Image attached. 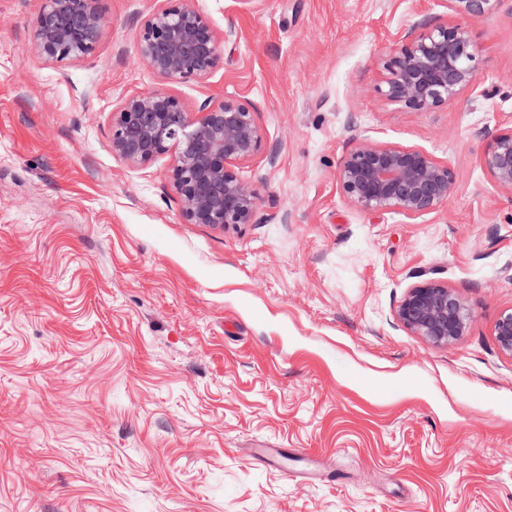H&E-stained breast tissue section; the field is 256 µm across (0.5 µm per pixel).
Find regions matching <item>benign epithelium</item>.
Returning a JSON list of instances; mask_svg holds the SVG:
<instances>
[{
  "mask_svg": "<svg viewBox=\"0 0 512 512\" xmlns=\"http://www.w3.org/2000/svg\"><path fill=\"white\" fill-rule=\"evenodd\" d=\"M98 0H43L33 27L31 53L48 63L84 58L96 48L105 16ZM450 21L396 41L378 91L388 102L416 110L436 108L473 88L480 75L467 23L490 18L502 0H443ZM238 30H216L191 0H161L142 24L137 56L168 82L201 81L224 67V51ZM257 108L243 98L207 100L194 111L163 90L129 95L113 109L112 155L142 168L173 155L171 178L189 224H252L258 191L237 166L262 147ZM485 172L512 194V127L497 134L480 156ZM342 198L362 211L398 210L409 217L436 212L455 193L452 168L428 152L358 142L340 160ZM473 314L454 288L430 280L408 289L396 310L407 330L436 345L466 335ZM500 351L512 356V308L492 328Z\"/></svg>",
  "mask_w": 512,
  "mask_h": 512,
  "instance_id": "obj_1",
  "label": "benign epithelium"
}]
</instances>
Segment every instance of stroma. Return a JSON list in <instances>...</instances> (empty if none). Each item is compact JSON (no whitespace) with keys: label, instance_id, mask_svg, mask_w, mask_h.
Listing matches in <instances>:
<instances>
[{"label":"stroma","instance_id":"35a3bbf8","mask_svg":"<svg viewBox=\"0 0 512 512\" xmlns=\"http://www.w3.org/2000/svg\"><path fill=\"white\" fill-rule=\"evenodd\" d=\"M192 3L240 36L171 83L136 54L157 0H99L95 51L65 63L29 51L41 0H0V512H512V194L479 164L512 119V0L471 25L476 86L431 110L378 88L440 0ZM155 89L255 105L254 223H185L171 156L113 157V108ZM360 141L428 151L454 197L349 206ZM430 280L473 311L450 347L395 318ZM492 335L500 351L512 356V308L503 310L497 317Z\"/></svg>","mask_w":512,"mask_h":512}]
</instances>
